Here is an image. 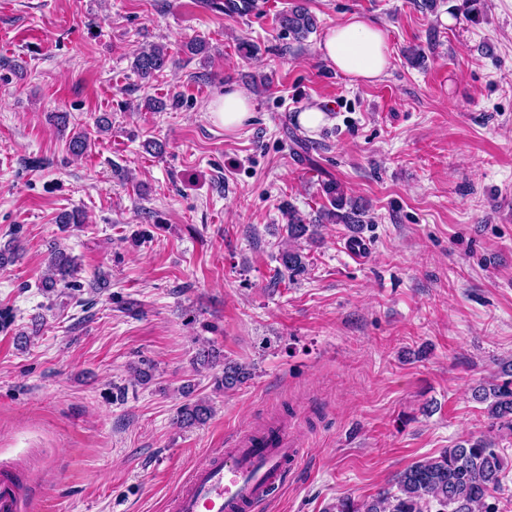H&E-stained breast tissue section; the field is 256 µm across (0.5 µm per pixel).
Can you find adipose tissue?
Masks as SVG:
<instances>
[{"mask_svg":"<svg viewBox=\"0 0 512 512\" xmlns=\"http://www.w3.org/2000/svg\"><path fill=\"white\" fill-rule=\"evenodd\" d=\"M319 51L329 65L354 84L379 79L390 65L386 31L358 16L331 29ZM251 113V96L234 86L226 87L208 105L210 120L228 131L240 128Z\"/></svg>","mask_w":512,"mask_h":512,"instance_id":"obj_1","label":"adipose tissue"}]
</instances>
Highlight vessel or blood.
Wrapping results in <instances>:
<instances>
[{"label":"vessel or blood","instance_id":"vessel-or-blood-1","mask_svg":"<svg viewBox=\"0 0 512 512\" xmlns=\"http://www.w3.org/2000/svg\"><path fill=\"white\" fill-rule=\"evenodd\" d=\"M298 429V421L276 419L213 450L187 475L174 512H259L301 464ZM20 495L15 471H0V512H20Z\"/></svg>","mask_w":512,"mask_h":512}]
</instances>
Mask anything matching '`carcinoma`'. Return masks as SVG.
Instances as JSON below:
<instances>
[{
	"label": "carcinoma",
	"instance_id": "1",
	"mask_svg": "<svg viewBox=\"0 0 512 512\" xmlns=\"http://www.w3.org/2000/svg\"><path fill=\"white\" fill-rule=\"evenodd\" d=\"M278 23L298 43L307 39L316 29L317 21L303 4L297 2L281 14ZM169 64L167 50L153 45L139 52L133 61V70L142 80H151ZM323 192L329 205L323 207L308 224L294 211H288L287 240L276 257L277 267L272 286L284 280L295 281L307 272V263L299 240L318 235L323 224H347L358 229L365 209L348 197L337 183H328ZM77 258L65 250L50 247L47 270L42 286L53 289L76 287ZM500 375L505 380L487 388L473 389V399L488 403L492 426L512 431V362L502 365ZM252 378L248 366L224 360L223 375L217 384L233 390ZM212 415L208 402L199 399L180 406L177 423L183 426L202 424ZM505 467L497 437L491 434L473 435L447 448L436 458L419 461L406 468L396 480V490L384 492L369 501L358 502L342 497L336 503V512H498L495 500L503 491L502 472Z\"/></svg>",
	"mask_w": 512,
	"mask_h": 512
}]
</instances>
